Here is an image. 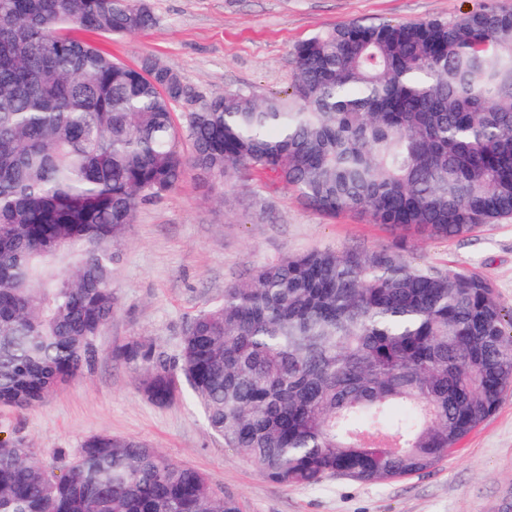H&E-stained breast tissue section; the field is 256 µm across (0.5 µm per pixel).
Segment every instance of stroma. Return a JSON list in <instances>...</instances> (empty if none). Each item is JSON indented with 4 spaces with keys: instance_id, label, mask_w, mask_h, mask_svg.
Segmentation results:
<instances>
[{
    "instance_id": "obj_1",
    "label": "stroma",
    "mask_w": 512,
    "mask_h": 512,
    "mask_svg": "<svg viewBox=\"0 0 512 512\" xmlns=\"http://www.w3.org/2000/svg\"><path fill=\"white\" fill-rule=\"evenodd\" d=\"M155 25L89 42L128 66L152 56L177 70L190 98L175 116L229 91L258 95L286 89L291 51L336 25L453 20L487 0H147ZM394 234L355 213L327 216L302 204L271 174L248 172L224 195L197 172L139 209L121 246L114 285L117 310L95 339L90 369L33 409L0 405V439H26L35 460L59 470L91 434L134 438L196 468L242 512H512V389L498 410L432 469L380 483L331 477L314 486L265 479L225 448L188 396L160 405L140 390L137 375L114 350L133 338L178 356L186 319L227 284L258 265L314 249L374 250ZM413 264L466 270L490 280L512 312V221L486 224L454 240L407 239Z\"/></svg>"
}]
</instances>
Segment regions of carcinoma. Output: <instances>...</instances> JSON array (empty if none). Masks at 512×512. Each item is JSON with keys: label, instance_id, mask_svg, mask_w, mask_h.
Segmentation results:
<instances>
[{"label": "carcinoma", "instance_id": "obj_1", "mask_svg": "<svg viewBox=\"0 0 512 512\" xmlns=\"http://www.w3.org/2000/svg\"><path fill=\"white\" fill-rule=\"evenodd\" d=\"M154 24L147 0H0V404L35 407L91 365L141 204L190 168L221 202L240 169L260 170L396 244L264 264L186 320L178 357L142 338L115 355L151 401L191 395L273 482L432 468L512 387V315L490 281L413 265L402 245L512 219V9L338 25L294 47L288 88L226 92L178 122V71L76 35ZM0 512L241 507L201 471L97 433L58 474L0 440Z\"/></svg>", "mask_w": 512, "mask_h": 512}]
</instances>
